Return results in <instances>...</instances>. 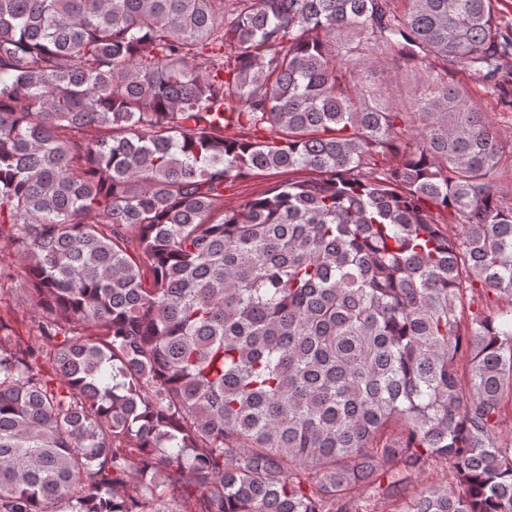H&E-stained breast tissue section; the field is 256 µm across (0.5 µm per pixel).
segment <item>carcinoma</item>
Returning <instances> with one entry per match:
<instances>
[{
	"label": "carcinoma",
	"mask_w": 512,
	"mask_h": 512,
	"mask_svg": "<svg viewBox=\"0 0 512 512\" xmlns=\"http://www.w3.org/2000/svg\"><path fill=\"white\" fill-rule=\"evenodd\" d=\"M496 2L0 0V238L54 355L0 336V512H349L437 460L410 512H512V321L464 307L512 297V143L453 81L512 112ZM341 33L444 65L395 111ZM272 170L311 176L224 208ZM454 80L475 98L476 103L487 112L497 136L504 142L512 141V113L503 112L496 106L495 97L477 79V76L468 70H457ZM500 410L496 428L498 443L509 446L512 445V398L510 395L503 398Z\"/></svg>",
	"instance_id": "obj_1"
}]
</instances>
